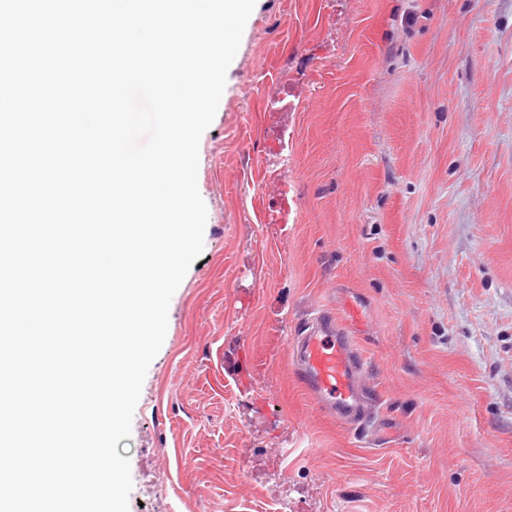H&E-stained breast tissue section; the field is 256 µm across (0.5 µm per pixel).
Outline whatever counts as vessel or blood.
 <instances>
[{"instance_id":"1","label":"vessel or blood","mask_w":512,"mask_h":512,"mask_svg":"<svg viewBox=\"0 0 512 512\" xmlns=\"http://www.w3.org/2000/svg\"><path fill=\"white\" fill-rule=\"evenodd\" d=\"M292 372L313 403L347 420L360 414V366L343 325L318 314L294 340Z\"/></svg>"}]
</instances>
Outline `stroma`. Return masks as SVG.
Listing matches in <instances>:
<instances>
[{"label": "stroma", "instance_id": "35a3bbf8", "mask_svg": "<svg viewBox=\"0 0 512 512\" xmlns=\"http://www.w3.org/2000/svg\"><path fill=\"white\" fill-rule=\"evenodd\" d=\"M197 185L129 512H512V0H256ZM321 311L353 426L290 369Z\"/></svg>", "mask_w": 512, "mask_h": 512}]
</instances>
